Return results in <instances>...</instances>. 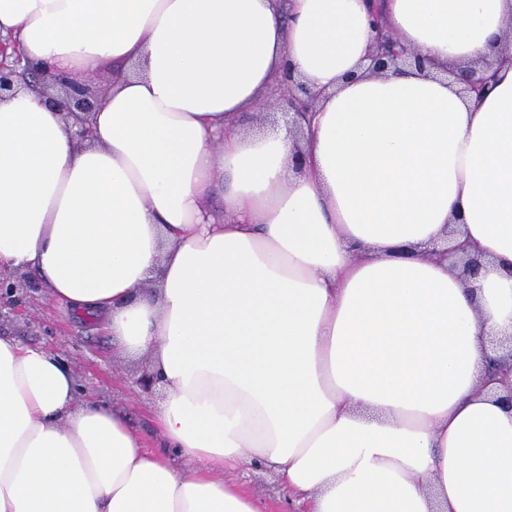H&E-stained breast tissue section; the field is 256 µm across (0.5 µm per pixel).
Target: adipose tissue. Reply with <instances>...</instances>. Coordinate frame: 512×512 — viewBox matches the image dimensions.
<instances>
[{"label":"adipose tissue","mask_w":512,"mask_h":512,"mask_svg":"<svg viewBox=\"0 0 512 512\" xmlns=\"http://www.w3.org/2000/svg\"><path fill=\"white\" fill-rule=\"evenodd\" d=\"M511 26L512 0H0L30 61L114 72L81 145L39 88L0 100V270L167 392L150 451L0 337V512H269L224 479L256 465L307 512H512V408L482 385L512 335V66L478 101L362 69L382 28L445 68ZM289 68L321 93L299 146L236 124ZM455 222L487 260L467 283L424 251Z\"/></svg>","instance_id":"ef3b65f1"}]
</instances>
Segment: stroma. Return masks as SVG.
I'll list each match as a JSON object with an SVG mask.
<instances>
[{"label": "stroma", "mask_w": 512, "mask_h": 512, "mask_svg": "<svg viewBox=\"0 0 512 512\" xmlns=\"http://www.w3.org/2000/svg\"><path fill=\"white\" fill-rule=\"evenodd\" d=\"M0 336L38 345L60 354L81 383L86 395L127 415L131 429L150 449L161 436L151 415L154 402L164 399V389L146 393L132 385L145 358H124L112 350L109 336L98 320L79 315L53 301L47 289L28 290L23 300L0 307Z\"/></svg>", "instance_id": "1"}]
</instances>
